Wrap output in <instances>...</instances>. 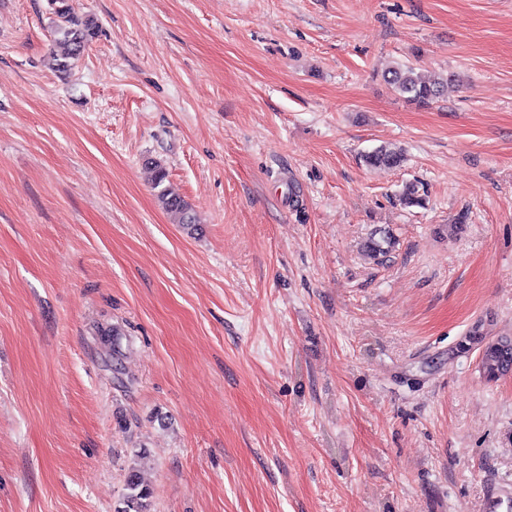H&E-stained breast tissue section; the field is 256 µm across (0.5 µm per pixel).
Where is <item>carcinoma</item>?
<instances>
[{"instance_id":"cac0c4a2","label":"carcinoma","mask_w":512,"mask_h":512,"mask_svg":"<svg viewBox=\"0 0 512 512\" xmlns=\"http://www.w3.org/2000/svg\"><path fill=\"white\" fill-rule=\"evenodd\" d=\"M53 18L51 30L57 50L52 53L51 67L58 72H66L85 53L89 44L98 36L99 25L93 17L81 15L68 4V0H49ZM384 81L399 96L418 105H428L439 99L448 82L455 74L427 75L417 71L411 64L398 63L383 74ZM361 162L368 168L397 169L403 166L405 156L402 150L393 145H379L360 155ZM155 185L160 187L157 199L188 235L199 230L198 220L190 204L171 186L165 184L167 173L161 165H154ZM399 201L406 207L426 205V190L418 181H408L403 185ZM397 242L390 231L380 237H370L366 242L367 251L376 259L385 258ZM127 493L125 507L121 512H150V487L144 483L137 468L130 469L126 479Z\"/></svg>"}]
</instances>
